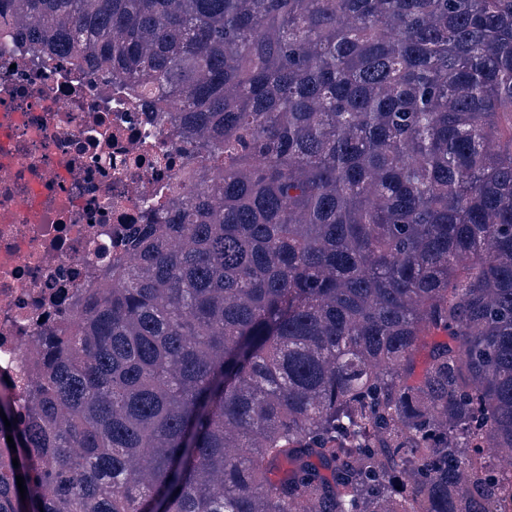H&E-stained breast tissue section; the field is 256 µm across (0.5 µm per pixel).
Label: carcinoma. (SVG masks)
<instances>
[{
	"mask_svg": "<svg viewBox=\"0 0 512 512\" xmlns=\"http://www.w3.org/2000/svg\"><path fill=\"white\" fill-rule=\"evenodd\" d=\"M0 23L179 100L190 141L135 261L37 340L28 418L0 395V512H502L512 0H0Z\"/></svg>",
	"mask_w": 512,
	"mask_h": 512,
	"instance_id": "carcinoma-1",
	"label": "carcinoma"
}]
</instances>
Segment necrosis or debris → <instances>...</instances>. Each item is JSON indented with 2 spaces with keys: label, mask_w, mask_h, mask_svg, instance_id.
Listing matches in <instances>:
<instances>
[{
  "label": "necrosis or debris",
  "mask_w": 512,
  "mask_h": 512,
  "mask_svg": "<svg viewBox=\"0 0 512 512\" xmlns=\"http://www.w3.org/2000/svg\"><path fill=\"white\" fill-rule=\"evenodd\" d=\"M186 149L105 71L40 63L0 28V389L19 415L38 334L124 255L144 210L168 204Z\"/></svg>",
  "instance_id": "obj_1"
}]
</instances>
